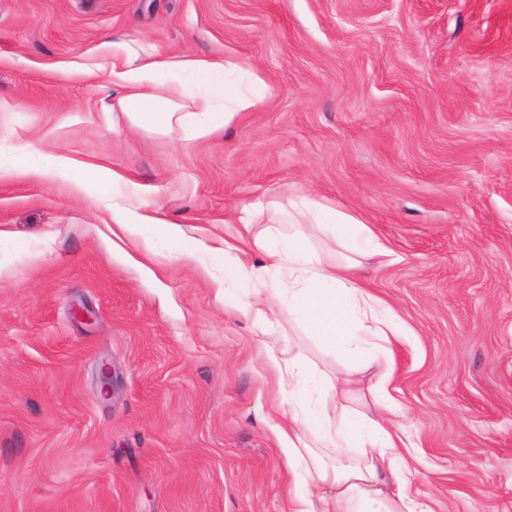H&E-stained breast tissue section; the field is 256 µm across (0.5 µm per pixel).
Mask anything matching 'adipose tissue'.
Wrapping results in <instances>:
<instances>
[{"instance_id":"adipose-tissue-1","label":"adipose tissue","mask_w":512,"mask_h":512,"mask_svg":"<svg viewBox=\"0 0 512 512\" xmlns=\"http://www.w3.org/2000/svg\"><path fill=\"white\" fill-rule=\"evenodd\" d=\"M224 70L221 64L180 56L139 66L129 61L112 77L126 89L125 108L133 125L154 131L178 126L201 137L224 129L238 113L256 106L246 94L225 92ZM184 73L208 85L209 93L186 96L180 80ZM153 222L167 239L178 243L174 258L203 247L215 264L223 266L225 279L245 277L262 284L277 277L271 296L250 308L256 323H268L278 306H286L313 335L337 350L357 352L364 366L376 367L378 384L389 381L390 371L375 355L385 351L396 334V319L352 274L363 259L385 253L386 248L362 220L312 201L293 217L286 238L254 232L245 223L236 238L204 246L187 238L177 222L158 216ZM315 230L345 248V255L337 258L317 251L310 242ZM268 358L280 387L295 402L284 428L288 459L300 466L313 487L297 499L294 512H431L423 502L388 491L398 478L396 462L401 455L399 427L388 418L384 400H376L373 414L364 418L347 407L320 402L322 429L312 431L296 403L306 367L289 346Z\"/></svg>"}]
</instances>
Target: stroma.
Wrapping results in <instances>:
<instances>
[{"instance_id":"35a3bbf8","label":"stroma","mask_w":512,"mask_h":512,"mask_svg":"<svg viewBox=\"0 0 512 512\" xmlns=\"http://www.w3.org/2000/svg\"><path fill=\"white\" fill-rule=\"evenodd\" d=\"M183 54L257 73L258 107L203 138L134 126L113 66ZM47 155L73 165L30 172ZM308 199L389 248L360 274L400 324L402 491L512 512V0H0V512H291L258 338L299 347L311 397L347 373L367 413L374 378L287 314L259 327L249 281L225 308L155 225L114 251L112 205L205 241Z\"/></svg>"}]
</instances>
